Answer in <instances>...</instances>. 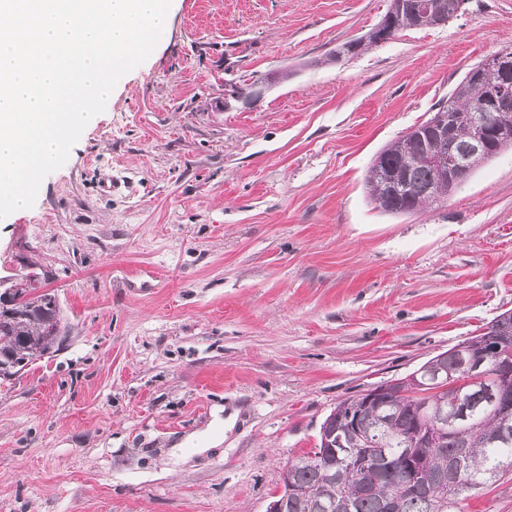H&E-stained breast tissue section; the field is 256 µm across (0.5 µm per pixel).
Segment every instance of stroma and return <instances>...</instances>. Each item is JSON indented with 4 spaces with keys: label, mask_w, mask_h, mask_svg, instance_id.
Returning a JSON list of instances; mask_svg holds the SVG:
<instances>
[{
    "label": "stroma",
    "mask_w": 512,
    "mask_h": 512,
    "mask_svg": "<svg viewBox=\"0 0 512 512\" xmlns=\"http://www.w3.org/2000/svg\"><path fill=\"white\" fill-rule=\"evenodd\" d=\"M389 4L171 0L33 207L0 219V280L38 262L70 334L0 384V512H266L341 400L512 309V149L443 207L393 216L364 189L512 44V0L329 62ZM268 76L225 102V78ZM187 439L204 453L178 458ZM266 83V79L257 80L256 82H253V84L249 85L248 88L242 91V89L245 87H243L240 82H233L232 80H229L228 82L224 83V90L227 91V93L230 95H234L242 91L239 95L237 94L235 96V100H243L248 102L261 98L267 88ZM227 87H229V89H226Z\"/></svg>",
    "instance_id": "obj_1"
}]
</instances>
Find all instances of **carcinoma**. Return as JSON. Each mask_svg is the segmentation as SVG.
I'll return each mask as SVG.
<instances>
[{"mask_svg": "<svg viewBox=\"0 0 512 512\" xmlns=\"http://www.w3.org/2000/svg\"><path fill=\"white\" fill-rule=\"evenodd\" d=\"M448 15V0H399L396 31L426 28ZM382 43L380 30L350 39L336 56L354 57ZM500 74L464 76L453 91L434 105L444 118L443 131L422 122L384 147L365 178L368 197L388 214L402 216L448 200L442 191L439 163L450 162L452 148L469 139V112L491 106ZM512 137L493 133L490 145L472 160L476 171L502 150ZM47 273L28 265L21 281L0 293V383L28 371L35 361L54 354L67 339L57 330L59 303L55 292L40 290ZM504 340L496 355L486 357L473 374L460 371L463 357L456 347L432 357L448 368V378L461 381L451 399L367 392L336 406V436L354 448L361 438L378 437L376 468L365 473L336 458V449L321 448L323 459L305 453L283 473L281 512H464L469 493L512 473V321L498 325ZM440 429L433 446L416 448L421 467L414 483L404 480L400 464L420 428Z\"/></svg>", "mask_w": 512, "mask_h": 512, "instance_id": "1", "label": "carcinoma"}]
</instances>
